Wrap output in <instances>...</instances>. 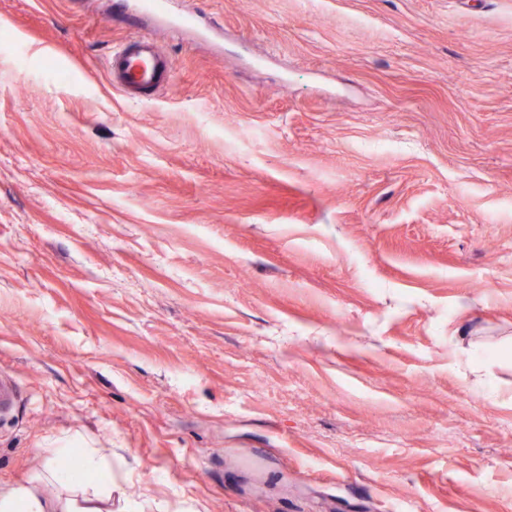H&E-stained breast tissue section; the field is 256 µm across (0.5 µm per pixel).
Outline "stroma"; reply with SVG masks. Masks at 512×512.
I'll list each match as a JSON object with an SVG mask.
<instances>
[{
    "label": "stroma",
    "mask_w": 512,
    "mask_h": 512,
    "mask_svg": "<svg viewBox=\"0 0 512 512\" xmlns=\"http://www.w3.org/2000/svg\"><path fill=\"white\" fill-rule=\"evenodd\" d=\"M127 3L0 0V491L512 512V0ZM112 76L125 90L143 91L171 83L173 70L153 43L141 37L114 56Z\"/></svg>",
    "instance_id": "1"
}]
</instances>
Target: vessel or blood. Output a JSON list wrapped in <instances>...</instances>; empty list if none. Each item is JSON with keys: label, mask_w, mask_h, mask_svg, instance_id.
Here are the masks:
<instances>
[{"label": "vessel or blood", "mask_w": 512, "mask_h": 512, "mask_svg": "<svg viewBox=\"0 0 512 512\" xmlns=\"http://www.w3.org/2000/svg\"><path fill=\"white\" fill-rule=\"evenodd\" d=\"M112 76L124 89L143 91L171 82L173 70L147 38H139L116 54Z\"/></svg>", "instance_id": "b4317fda"}]
</instances>
